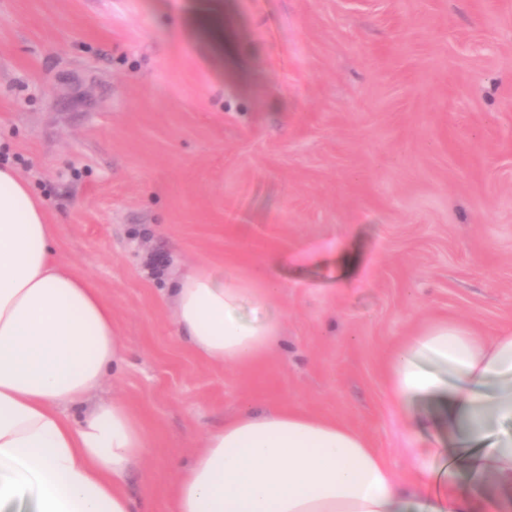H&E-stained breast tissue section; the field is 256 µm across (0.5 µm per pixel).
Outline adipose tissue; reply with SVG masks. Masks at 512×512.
<instances>
[{
    "mask_svg": "<svg viewBox=\"0 0 512 512\" xmlns=\"http://www.w3.org/2000/svg\"><path fill=\"white\" fill-rule=\"evenodd\" d=\"M54 237L27 182L0 165V512H142L125 480L149 455V433L123 402L88 404L124 361L112 306L54 259ZM275 268L220 276L201 262L177 280L175 321L197 353L243 367L279 345ZM385 374L399 407L444 396L449 423L464 419L470 443L485 445L481 470L512 489V328L425 325L392 349ZM427 477L422 459L395 469L336 420L248 408L199 437L169 495L173 512H398Z\"/></svg>",
    "mask_w": 512,
    "mask_h": 512,
    "instance_id": "ef3b65f1",
    "label": "adipose tissue"
}]
</instances>
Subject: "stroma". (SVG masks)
Segmentation results:
<instances>
[{
  "instance_id": "1",
  "label": "stroma",
  "mask_w": 512,
  "mask_h": 512,
  "mask_svg": "<svg viewBox=\"0 0 512 512\" xmlns=\"http://www.w3.org/2000/svg\"><path fill=\"white\" fill-rule=\"evenodd\" d=\"M233 35L217 53L201 13ZM0 161L42 201L58 259L112 305L121 401L154 446L126 490L170 512L191 440L243 405L293 407L431 476L475 466L442 404L392 403L390 347L441 318L512 327V0H0ZM278 256L280 346L202 359L168 290Z\"/></svg>"
}]
</instances>
